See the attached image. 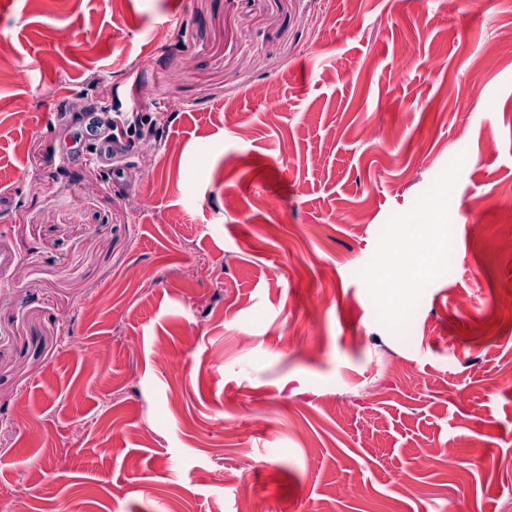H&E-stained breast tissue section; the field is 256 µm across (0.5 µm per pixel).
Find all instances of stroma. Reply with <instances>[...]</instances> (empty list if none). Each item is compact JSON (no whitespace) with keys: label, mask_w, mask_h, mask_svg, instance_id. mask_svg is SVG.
<instances>
[{"label":"stroma","mask_w":512,"mask_h":512,"mask_svg":"<svg viewBox=\"0 0 512 512\" xmlns=\"http://www.w3.org/2000/svg\"><path fill=\"white\" fill-rule=\"evenodd\" d=\"M509 33L512 0H0V512H239L234 469L254 512H499ZM96 106L153 136L99 163Z\"/></svg>","instance_id":"obj_1"}]
</instances>
